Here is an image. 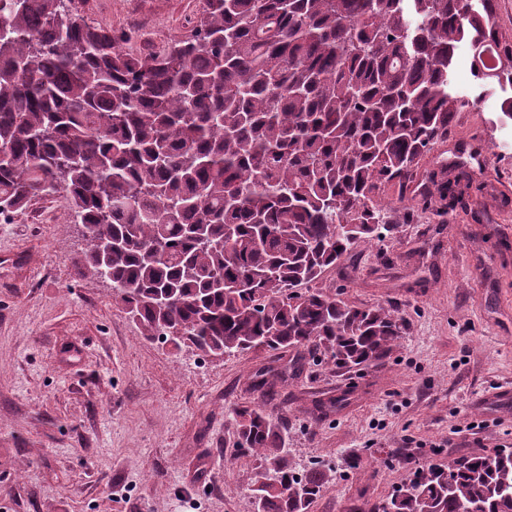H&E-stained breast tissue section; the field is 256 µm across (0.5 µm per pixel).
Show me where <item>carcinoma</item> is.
<instances>
[{
    "label": "carcinoma",
    "mask_w": 512,
    "mask_h": 512,
    "mask_svg": "<svg viewBox=\"0 0 512 512\" xmlns=\"http://www.w3.org/2000/svg\"><path fill=\"white\" fill-rule=\"evenodd\" d=\"M69 0H0V216L63 194L89 229L79 272L112 283L143 335L221 359L312 348L338 369L383 363L392 307L300 293L388 229L418 160L469 106L475 78L512 75L490 0H206L190 37L121 51ZM234 456L255 464L256 512H311L329 483L288 459L284 425L235 411ZM371 512H512V450L416 471ZM472 55L468 46H462L457 55V62L455 68V78L461 90H467L470 93V89L475 85L476 81L469 75L468 69L471 63Z\"/></svg>",
    "instance_id": "obj_1"
}]
</instances>
